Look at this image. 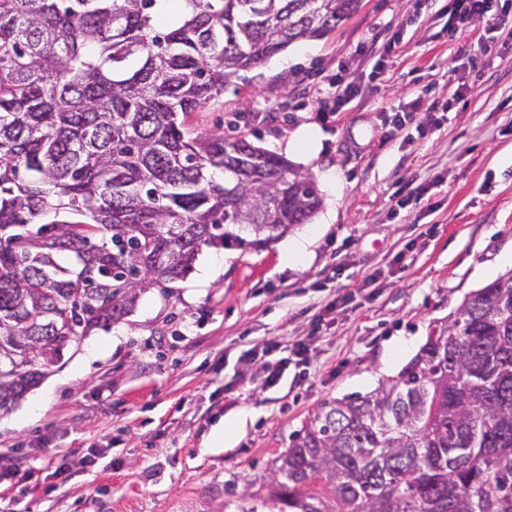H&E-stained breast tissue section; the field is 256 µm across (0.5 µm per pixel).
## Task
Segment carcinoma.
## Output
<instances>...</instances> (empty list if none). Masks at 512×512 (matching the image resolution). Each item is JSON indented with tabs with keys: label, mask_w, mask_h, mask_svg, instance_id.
<instances>
[{
	"label": "carcinoma",
	"mask_w": 512,
	"mask_h": 512,
	"mask_svg": "<svg viewBox=\"0 0 512 512\" xmlns=\"http://www.w3.org/2000/svg\"><path fill=\"white\" fill-rule=\"evenodd\" d=\"M159 2L0 0V412L46 353L184 279L202 248L263 249L320 207L284 158L189 138L180 117L358 0H179L165 25ZM278 462L275 512H512V272L396 379L324 403Z\"/></svg>",
	"instance_id": "cac0c4a2"
}]
</instances>
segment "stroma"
Returning <instances> with one entry per match:
<instances>
[{"instance_id":"1","label":"stroma","mask_w":512,"mask_h":512,"mask_svg":"<svg viewBox=\"0 0 512 512\" xmlns=\"http://www.w3.org/2000/svg\"><path fill=\"white\" fill-rule=\"evenodd\" d=\"M478 38L449 37L448 0H360L191 113L190 133L284 156L322 204L265 249L202 248L174 287L67 346L0 412V512H244L321 404L396 378L431 327L512 271V21L491 49ZM340 72L357 93L331 112ZM306 127L309 160L291 146ZM402 186L422 199L399 204ZM339 294L349 304L329 309ZM307 336V358L264 387Z\"/></svg>"}]
</instances>
